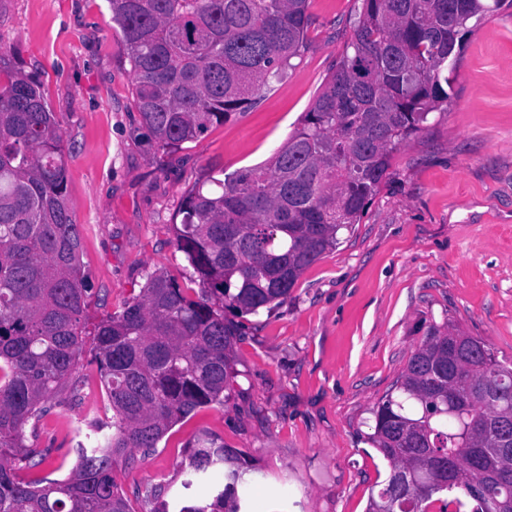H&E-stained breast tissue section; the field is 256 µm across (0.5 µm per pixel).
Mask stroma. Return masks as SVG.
Returning a JSON list of instances; mask_svg holds the SVG:
<instances>
[{
	"label": "stroma",
	"instance_id": "35a3bbf8",
	"mask_svg": "<svg viewBox=\"0 0 512 512\" xmlns=\"http://www.w3.org/2000/svg\"><path fill=\"white\" fill-rule=\"evenodd\" d=\"M361 0H311L307 43L253 109L199 139L162 150L134 107L129 51L108 0H0V57L36 75L62 137L67 194L83 229L80 261L96 320L138 295L146 272L183 287L194 273L175 225L186 192L207 176L264 163L301 125L351 39ZM451 101L393 150L359 224L298 279L272 311L237 319L229 401L176 425L148 455L113 462L132 506L150 487L197 499L189 442L234 449L256 471L240 492L252 512H366L388 466L366 441L373 405L428 328L448 322L512 365V8L460 41ZM79 404L62 403L25 432L49 449L19 475L61 479L107 396L91 355ZM280 489L263 501L254 487Z\"/></svg>",
	"mask_w": 512,
	"mask_h": 512
}]
</instances>
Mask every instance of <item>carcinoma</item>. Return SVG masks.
<instances>
[{
    "mask_svg": "<svg viewBox=\"0 0 512 512\" xmlns=\"http://www.w3.org/2000/svg\"><path fill=\"white\" fill-rule=\"evenodd\" d=\"M310 0H110L130 54L134 107L164 150L246 112L305 49ZM512 0H361L350 52L300 127L265 164L212 175L184 196L178 248L197 298L162 272L118 313L88 321L82 233L66 195L62 139L40 81L0 64V512H132L112 459L157 447L191 414L222 405L236 341L227 315L285 302L301 274L358 223L390 154L448 105V66L468 24ZM112 416L61 480L15 476L49 448L26 423L75 378L86 337ZM477 356L448 359V338ZM389 475L368 512H500L512 499V367L453 323L428 329L371 409ZM225 466L212 499L172 512H243L252 468L197 440L190 467ZM464 479L448 483V469Z\"/></svg>",
    "mask_w": 512,
    "mask_h": 512,
    "instance_id": "cac0c4a2",
    "label": "carcinoma"
}]
</instances>
